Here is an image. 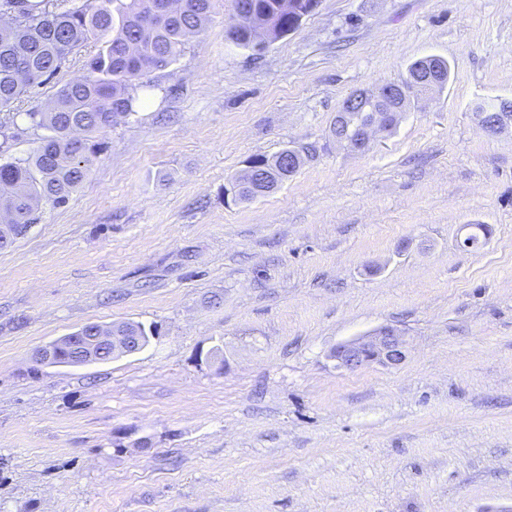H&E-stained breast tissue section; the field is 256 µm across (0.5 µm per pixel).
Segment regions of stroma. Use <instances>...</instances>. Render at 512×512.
<instances>
[{
  "label": "stroma",
  "mask_w": 512,
  "mask_h": 512,
  "mask_svg": "<svg viewBox=\"0 0 512 512\" xmlns=\"http://www.w3.org/2000/svg\"><path fill=\"white\" fill-rule=\"evenodd\" d=\"M237 21L224 0L0 249V512H512V127L473 114L512 99V0H320L258 56ZM427 55L447 88L340 147L343 100ZM289 146L308 158L277 191L225 196ZM122 321L157 334L33 370ZM383 328L402 364L337 367ZM113 326L116 327L118 332H122L123 334L128 332L129 336H112ZM96 327L106 329L110 336L96 335L87 337L88 335L86 330H92ZM155 335L156 332L153 328L150 326L146 328L142 323L121 322L113 323L111 325L90 323L82 326L67 336H63L51 342L49 345L54 347V367L81 366L80 363L83 362V359L86 363L99 362V357L103 356L106 352H109L112 356L118 353L126 355L130 354L138 345L139 348L137 351H139L143 347L147 346L150 339ZM74 336H82L86 339V345L80 349L82 359L78 352V344L80 343V340L73 341L72 337ZM137 336H141L140 343L136 338ZM75 345L77 347L73 348Z\"/></svg>",
  "instance_id": "stroma-1"
}]
</instances>
